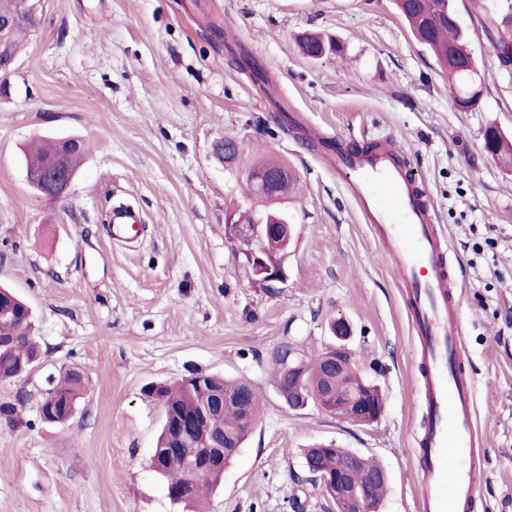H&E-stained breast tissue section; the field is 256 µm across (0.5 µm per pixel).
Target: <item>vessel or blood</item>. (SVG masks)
Segmentation results:
<instances>
[{"instance_id":"obj_1","label":"vessel or blood","mask_w":512,"mask_h":512,"mask_svg":"<svg viewBox=\"0 0 512 512\" xmlns=\"http://www.w3.org/2000/svg\"><path fill=\"white\" fill-rule=\"evenodd\" d=\"M391 144L337 157L335 169L366 222L387 265L406 294L418 341L419 399L426 421L418 439L421 512H470L485 474L484 438L473 422L475 386L462 372L464 357L456 280L445 262L448 242L413 172ZM139 218L117 206L112 234L133 235Z\"/></svg>"}]
</instances>
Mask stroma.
<instances>
[{
  "instance_id": "stroma-1",
  "label": "stroma",
  "mask_w": 512,
  "mask_h": 512,
  "mask_svg": "<svg viewBox=\"0 0 512 512\" xmlns=\"http://www.w3.org/2000/svg\"><path fill=\"white\" fill-rule=\"evenodd\" d=\"M453 5L482 54V97L466 111L394 0H36L0 95V285L30 306L42 356L0 382V403H20L14 424L0 421V512H182L146 465L162 408L142 390L193 370L248 379L263 402L209 512H336L305 469L311 446L378 462L389 490L377 512H419L415 343L398 279L328 167L336 140L392 143L434 206L486 436L471 512H512V167L484 149L487 129L512 138V63L494 47L503 0ZM306 31L344 53L306 57ZM65 136L86 158L52 200L28 183L23 152ZM224 137L299 175L285 282L256 280L225 235L227 213L254 202L212 155ZM121 203L142 218L132 243L112 237ZM338 320L384 395L369 425L288 409L271 381L282 342L315 357ZM73 364L87 396L67 424L43 423L46 376Z\"/></svg>"
}]
</instances>
